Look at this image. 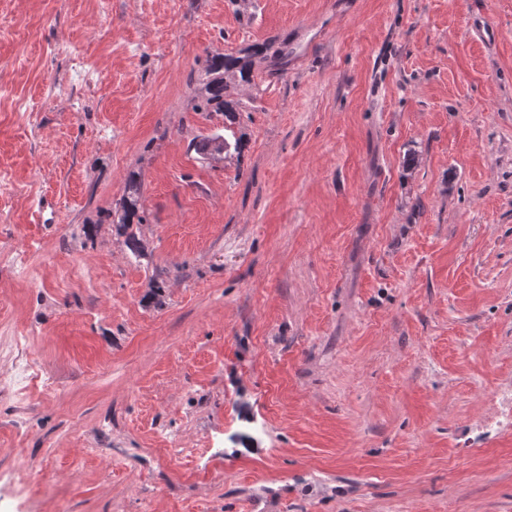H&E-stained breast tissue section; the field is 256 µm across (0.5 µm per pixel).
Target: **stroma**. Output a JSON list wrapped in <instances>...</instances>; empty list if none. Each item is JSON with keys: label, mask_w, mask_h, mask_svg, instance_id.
Here are the masks:
<instances>
[{"label": "stroma", "mask_w": 512, "mask_h": 512, "mask_svg": "<svg viewBox=\"0 0 512 512\" xmlns=\"http://www.w3.org/2000/svg\"><path fill=\"white\" fill-rule=\"evenodd\" d=\"M0 512H512V0H0ZM208 94L209 96L206 98L204 109L212 110L214 112H225L229 111V103L224 100L225 94V85L223 78H212L207 83ZM231 113V112H225ZM224 113V115H225Z\"/></svg>", "instance_id": "obj_1"}]
</instances>
